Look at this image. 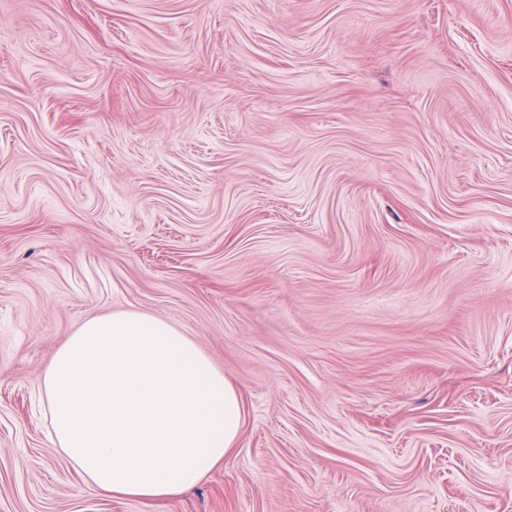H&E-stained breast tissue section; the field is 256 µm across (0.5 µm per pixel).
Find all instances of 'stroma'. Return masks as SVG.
Segmentation results:
<instances>
[{
  "mask_svg": "<svg viewBox=\"0 0 512 512\" xmlns=\"http://www.w3.org/2000/svg\"><path fill=\"white\" fill-rule=\"evenodd\" d=\"M122 310L246 407L166 500L40 400ZM0 512H512V0H0Z\"/></svg>",
  "mask_w": 512,
  "mask_h": 512,
  "instance_id": "obj_1",
  "label": "stroma"
}]
</instances>
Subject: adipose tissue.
I'll list each match as a JSON object with an SVG mask.
<instances>
[{
	"label": "adipose tissue",
	"mask_w": 512,
	"mask_h": 512,
	"mask_svg": "<svg viewBox=\"0 0 512 512\" xmlns=\"http://www.w3.org/2000/svg\"><path fill=\"white\" fill-rule=\"evenodd\" d=\"M51 439L100 495L158 500L234 448L243 399L196 341L139 311L87 320L40 383Z\"/></svg>",
	"instance_id": "ef3b65f1"
}]
</instances>
